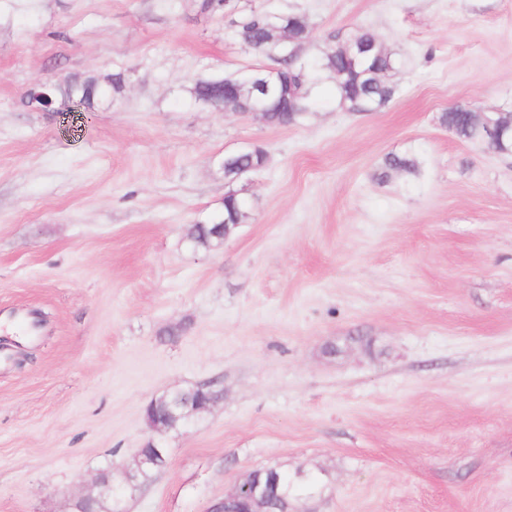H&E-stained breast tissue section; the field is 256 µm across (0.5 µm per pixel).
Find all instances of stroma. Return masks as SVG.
Instances as JSON below:
<instances>
[{
	"instance_id": "obj_1",
	"label": "stroma",
	"mask_w": 512,
	"mask_h": 512,
	"mask_svg": "<svg viewBox=\"0 0 512 512\" xmlns=\"http://www.w3.org/2000/svg\"><path fill=\"white\" fill-rule=\"evenodd\" d=\"M253 11L317 47L376 32L394 99L288 126L196 100L270 66L234 33ZM117 73L91 109L23 102ZM454 105L512 112V0H0V512H78L151 439L123 512H209L265 466L316 479L293 512H512V152L442 126ZM393 155L414 171L382 177ZM230 192L247 219L194 249ZM209 380L186 427L147 425ZM279 27L288 28V35L293 40V45L301 48L302 52L307 48L311 39V23L304 14L290 13L284 15ZM246 150L239 151L237 153H231L224 156V165L226 166H232L234 163L237 154L244 153ZM264 152L267 154V152L262 147H257L256 154L253 152H247L243 155L239 156L237 159V167L239 171H243L241 174V177L247 173L257 171L261 168H259L260 165V154Z\"/></svg>"
}]
</instances>
